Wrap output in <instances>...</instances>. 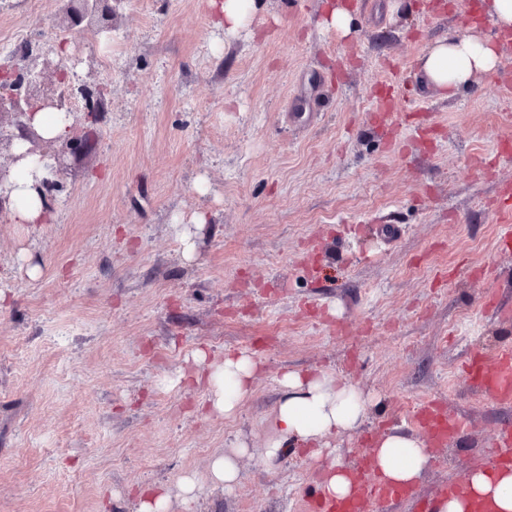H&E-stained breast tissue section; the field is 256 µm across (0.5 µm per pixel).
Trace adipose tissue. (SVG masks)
I'll use <instances>...</instances> for the list:
<instances>
[{"instance_id":"ef3b65f1","label":"adipose tissue","mask_w":512,"mask_h":512,"mask_svg":"<svg viewBox=\"0 0 512 512\" xmlns=\"http://www.w3.org/2000/svg\"><path fill=\"white\" fill-rule=\"evenodd\" d=\"M501 56L479 27L436 40L424 55L422 73L428 84L455 97L480 76L495 71ZM46 164L22 160L15 168L9 191V209L15 223L41 224L50 207L35 183L50 178ZM197 369L190 379L208 389L209 411L234 416L251 394L258 364L247 352L225 353L211 362L205 351L195 353ZM282 397L275 410L276 438L264 450L277 459L288 446L306 448L319 464V486L326 499H342L352 491L351 465L336 457L332 439L356 430L366 416L368 397L352 384L324 371H287L279 380ZM373 468L383 481L416 485L429 459L425 441L399 432L383 434L371 450ZM466 492L442 498L439 512H472L475 500H484L493 512H512V469H477L465 476Z\"/></svg>"}]
</instances>
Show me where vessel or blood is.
Wrapping results in <instances>:
<instances>
[{"instance_id":"obj_1","label":"vessel or blood","mask_w":512,"mask_h":512,"mask_svg":"<svg viewBox=\"0 0 512 512\" xmlns=\"http://www.w3.org/2000/svg\"><path fill=\"white\" fill-rule=\"evenodd\" d=\"M467 380L474 391L480 392L489 402L512 401V348L500 350L494 369H487L481 357H470L464 365ZM430 446L446 443L457 427V421L448 414L445 406L435 400L421 405L413 417ZM491 461L496 466H512V427L502 430L494 445ZM355 491L348 499L328 500L316 504V512H370L372 506L381 507L395 502L414 503L417 512H430V506L418 499L409 488L391 487L379 483L372 472L370 457H363L354 473Z\"/></svg>"}]
</instances>
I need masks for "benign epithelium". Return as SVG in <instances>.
<instances>
[{
	"label": "benign epithelium",
	"mask_w": 512,
	"mask_h": 512,
	"mask_svg": "<svg viewBox=\"0 0 512 512\" xmlns=\"http://www.w3.org/2000/svg\"><path fill=\"white\" fill-rule=\"evenodd\" d=\"M123 8L122 0H64L59 8V24L87 22V26L100 32L112 31V19ZM61 47L33 53L28 51L22 58L28 64L22 68L0 67V119L11 116L23 132V140L29 144L28 152L43 154L40 135L31 127L33 113L59 111L66 107V97L84 101V113L101 111L100 93L86 83H75L61 69Z\"/></svg>",
	"instance_id": "obj_1"
}]
</instances>
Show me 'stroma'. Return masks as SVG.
<instances>
[{"mask_svg":"<svg viewBox=\"0 0 512 512\" xmlns=\"http://www.w3.org/2000/svg\"><path fill=\"white\" fill-rule=\"evenodd\" d=\"M261 2L227 34L210 0H129L91 49L56 0H0V64L20 57L17 33L62 41L71 80L104 91L73 130L86 144L42 146L63 163L50 223L0 211V512H134L151 485L168 512H303L317 462L264 456L287 370L371 397L361 430L332 441L350 465L361 431L414 433L413 407L443 402L460 430L415 487L432 500L512 425L462 371L512 344L497 211L512 41L445 99L419 59L466 29L469 0H348L344 37L327 0ZM198 349L260 363L236 416L180 382ZM241 442L227 491L210 462Z\"/></svg>","mask_w":512,"mask_h":512,"instance_id":"stroma-1","label":"stroma"}]
</instances>
